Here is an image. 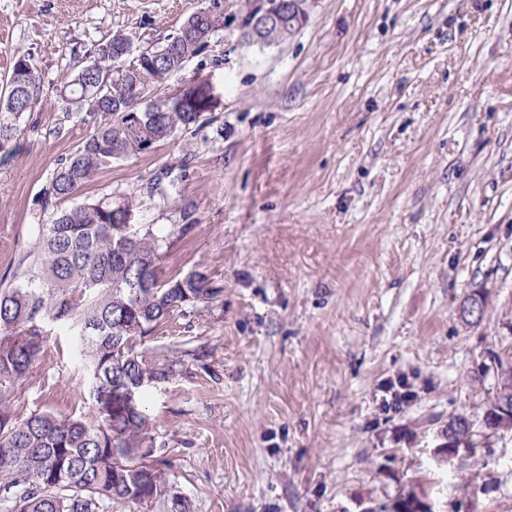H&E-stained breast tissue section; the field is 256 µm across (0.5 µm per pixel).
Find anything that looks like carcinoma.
I'll use <instances>...</instances> for the list:
<instances>
[{
	"instance_id": "cac0c4a2",
	"label": "carcinoma",
	"mask_w": 512,
	"mask_h": 512,
	"mask_svg": "<svg viewBox=\"0 0 512 512\" xmlns=\"http://www.w3.org/2000/svg\"><path fill=\"white\" fill-rule=\"evenodd\" d=\"M224 26V13L190 14L175 35L115 71L116 60L97 53L92 69L69 82L60 94L67 112H86V91L99 71L112 74V91L95 112L101 123L54 173L40 202L66 201L114 160L136 157L145 148L195 126L201 115L179 96L147 104L132 119L134 106L153 86L182 71L186 59L203 50V37ZM0 97V151L19 132V120L39 92L37 70L18 51ZM129 197L58 209L38 225L29 269L16 284L0 290V512H102L114 500L148 502L161 495V472L154 455L151 420L143 408L145 391L183 371L178 351L172 358L149 359L138 350L144 338L186 305L208 304L221 289L198 270L161 283L157 263L170 239L189 228L171 224H125L134 212ZM76 336L86 362L98 417L94 423L51 412L19 419L8 402L15 385L41 352L48 326ZM500 381L486 412L499 411L503 392L512 397V366ZM136 392L134 405L123 392ZM414 489L401 490L389 504L371 512H412Z\"/></svg>"
}]
</instances>
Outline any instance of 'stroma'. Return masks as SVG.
I'll return each instance as SVG.
<instances>
[{"label":"stroma","instance_id":"1","mask_svg":"<svg viewBox=\"0 0 512 512\" xmlns=\"http://www.w3.org/2000/svg\"><path fill=\"white\" fill-rule=\"evenodd\" d=\"M209 4L0 0V83L18 49L40 78L0 153V289L97 125L58 107L62 86L113 35L157 46ZM241 6L223 0L209 47L148 93L205 78L213 111L74 198H132L138 224L190 211L159 275L199 270L221 289L142 343L193 351L144 396L165 493L107 512H364L408 488L435 512H512V430L480 426L491 358L512 362V0H314L271 47L242 46ZM476 290L486 305L468 324ZM12 409L96 420L67 330L50 327ZM459 413L478 424L475 451L436 466Z\"/></svg>","mask_w":512,"mask_h":512}]
</instances>
